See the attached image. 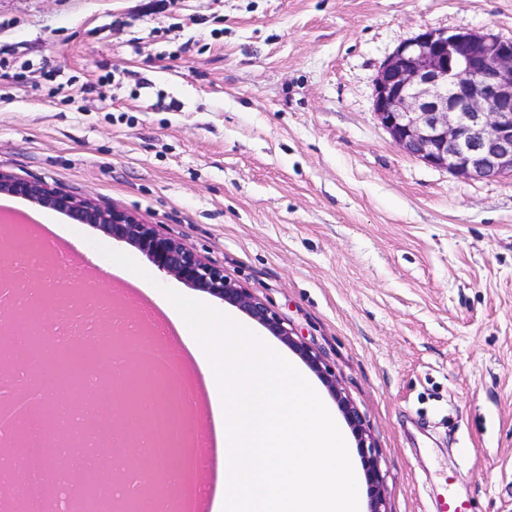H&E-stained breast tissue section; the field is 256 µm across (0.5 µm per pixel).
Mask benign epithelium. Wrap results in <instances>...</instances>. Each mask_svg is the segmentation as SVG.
Wrapping results in <instances>:
<instances>
[{
  "label": "benign epithelium",
  "mask_w": 512,
  "mask_h": 512,
  "mask_svg": "<svg viewBox=\"0 0 512 512\" xmlns=\"http://www.w3.org/2000/svg\"><path fill=\"white\" fill-rule=\"evenodd\" d=\"M374 113L398 148L415 159L466 179L512 180V40L448 30L417 35L381 66ZM0 193L62 211L78 224H91L111 238L132 244L158 270L235 304L271 334L294 343L293 330L262 299L135 214L1 171ZM302 353L327 385L336 389V379L323 366L321 355L306 348ZM339 402L363 448L370 512H384L379 462L367 443L363 419L345 397ZM35 463L61 482L70 480L71 463L54 448L41 449Z\"/></svg>",
  "instance_id": "benign-epithelium-1"
}]
</instances>
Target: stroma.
<instances>
[{
	"instance_id": "obj_1",
	"label": "stroma",
	"mask_w": 512,
	"mask_h": 512,
	"mask_svg": "<svg viewBox=\"0 0 512 512\" xmlns=\"http://www.w3.org/2000/svg\"><path fill=\"white\" fill-rule=\"evenodd\" d=\"M512 39V0H0V170L156 225L295 332L134 246L0 194L96 274L107 246L345 396L386 512H512V181L404 154L373 112L383 62L428 29ZM320 352L328 388L300 346Z\"/></svg>"
}]
</instances>
